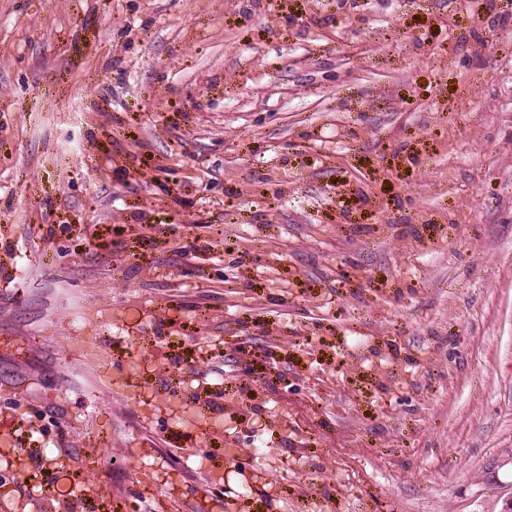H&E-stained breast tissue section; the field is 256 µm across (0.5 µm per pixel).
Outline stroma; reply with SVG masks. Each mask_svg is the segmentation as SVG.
Here are the masks:
<instances>
[{"instance_id":"stroma-1","label":"stroma","mask_w":512,"mask_h":512,"mask_svg":"<svg viewBox=\"0 0 512 512\" xmlns=\"http://www.w3.org/2000/svg\"><path fill=\"white\" fill-rule=\"evenodd\" d=\"M0 424L5 512H507L512 0H0Z\"/></svg>"}]
</instances>
